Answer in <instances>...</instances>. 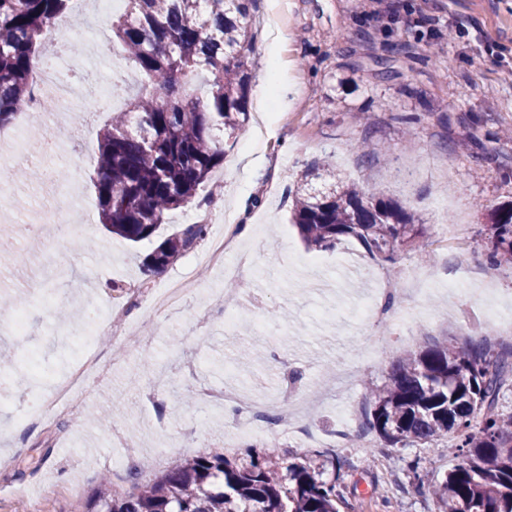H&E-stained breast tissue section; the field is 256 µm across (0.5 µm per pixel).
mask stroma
<instances>
[{"label":"stroma","instance_id":"stroma-1","mask_svg":"<svg viewBox=\"0 0 512 512\" xmlns=\"http://www.w3.org/2000/svg\"><path fill=\"white\" fill-rule=\"evenodd\" d=\"M257 35L246 58L253 75L243 131L225 140L214 181L223 196L211 209L247 223L253 265L227 277L205 261L208 242L162 272L145 275L156 239L129 242L99 221L89 176L98 134L110 118L86 112L84 145L61 143V164L80 177L69 196L85 219L68 246L15 238L0 250V295L25 296L24 334L0 327V512H21L18 489L39 498L41 512H85L102 474L118 492L147 481L180 458L232 451L281 457L328 449L342 456L343 512H435L427 487L460 461L455 439L437 448H391L369 433V447L336 443L343 407H366L365 382L385 383L390 363L408 349L484 336L492 323L482 301L448 286L469 277L496 281L512 296V264L489 265L482 230L492 208L512 202V0H257ZM398 53H391V45ZM394 78H380V61ZM328 160L372 193L420 211L428 224L423 249L373 260L352 239L308 248L290 222L287 189L313 162ZM62 188L24 183L0 172V209L18 223H37ZM347 263H337L338 255ZM191 272L202 286L167 319L147 298L128 307L132 288H161ZM235 284L240 296L214 304L207 289ZM395 291L388 312L359 320L361 297ZM250 293L265 316L242 299ZM108 301L127 309L131 327L116 339L99 324L94 344L102 370L72 414L37 426L15 421L49 392L45 371L75 358L72 316L82 304ZM299 373L290 402L276 389ZM238 389L300 420L298 435L248 423L208 405L198 386ZM191 404H184V394ZM135 436L137 451L124 445ZM418 472H411L412 462ZM54 494H45L46 486Z\"/></svg>","mask_w":512,"mask_h":512}]
</instances>
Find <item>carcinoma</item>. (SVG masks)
I'll return each mask as SVG.
<instances>
[{
  "mask_svg": "<svg viewBox=\"0 0 512 512\" xmlns=\"http://www.w3.org/2000/svg\"><path fill=\"white\" fill-rule=\"evenodd\" d=\"M74 0H0V129L27 106L43 31ZM255 0H124L111 16L112 49L135 64L145 90L112 113L101 133L94 187L100 223L132 243L149 240L169 212L200 205L199 188L224 164V136L247 120L252 76L246 67ZM208 75L198 93L190 81ZM322 180L317 187L312 180ZM291 221L310 248L356 240L374 259L394 260L406 245L425 246L418 213L384 194L345 182L336 166H312L289 191ZM208 232L185 224L144 259L157 273ZM490 260L512 264V206L494 209L487 225ZM512 387V342L487 337L407 350L387 383L370 391L362 424L403 448L438 447L456 436L462 462L432 489L437 512H512V413L500 407ZM332 476L308 454L271 463L237 464L219 452L183 459L152 481L120 494L106 479L86 512H340V472Z\"/></svg>",
  "mask_w": 512,
  "mask_h": 512,
  "instance_id": "cac0c4a2",
  "label": "carcinoma"
}]
</instances>
